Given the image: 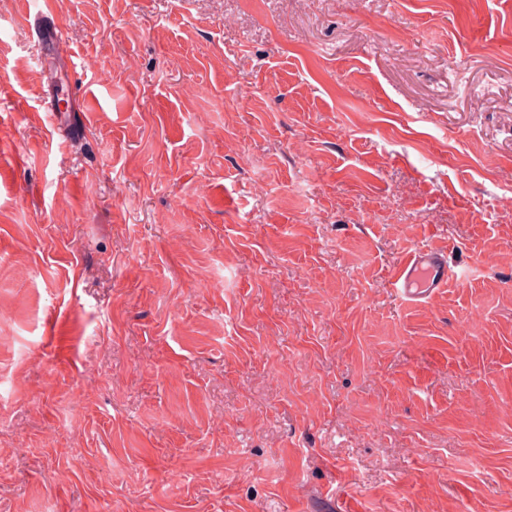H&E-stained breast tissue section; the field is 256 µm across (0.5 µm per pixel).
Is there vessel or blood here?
I'll return each instance as SVG.
<instances>
[{
  "label": "vessel or blood",
  "mask_w": 512,
  "mask_h": 512,
  "mask_svg": "<svg viewBox=\"0 0 512 512\" xmlns=\"http://www.w3.org/2000/svg\"><path fill=\"white\" fill-rule=\"evenodd\" d=\"M34 49L38 56L64 55L65 40L57 25L44 13H36L31 23ZM448 262L444 250L420 249L410 254L397 268L393 286L406 300L420 303L447 288Z\"/></svg>",
  "instance_id": "vessel-or-blood-1"
}]
</instances>
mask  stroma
<instances>
[{
  "instance_id": "1",
  "label": "stroma",
  "mask_w": 512,
  "mask_h": 512,
  "mask_svg": "<svg viewBox=\"0 0 512 512\" xmlns=\"http://www.w3.org/2000/svg\"><path fill=\"white\" fill-rule=\"evenodd\" d=\"M0 512H512V0H0ZM29 24L34 30V49L39 57L63 56L66 53V43L60 29L43 11H38ZM448 262L444 250L419 249L397 268L393 286L406 300L420 303L448 287Z\"/></svg>"
}]
</instances>
